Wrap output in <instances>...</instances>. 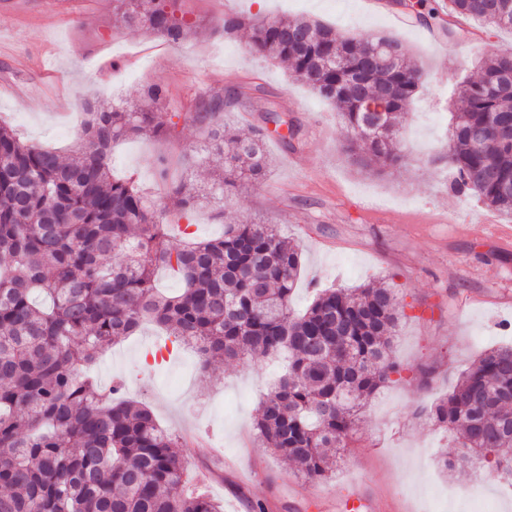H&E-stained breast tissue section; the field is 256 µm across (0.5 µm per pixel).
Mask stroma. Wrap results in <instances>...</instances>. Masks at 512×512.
<instances>
[{
  "mask_svg": "<svg viewBox=\"0 0 512 512\" xmlns=\"http://www.w3.org/2000/svg\"><path fill=\"white\" fill-rule=\"evenodd\" d=\"M395 2L390 12L368 0H182L192 33L173 44L131 32L112 0H0V120L24 140L66 155L80 140L83 97L130 105L144 86L162 85L163 111L182 115L178 137H140L112 150L113 176L152 190L159 156L202 155V129L191 120L201 90L238 89L242 97L225 118L245 134L267 110L290 114L299 137L290 146L267 139V176L241 186L223 216L214 217L205 202L191 222L201 239L240 220L278 225L302 252L295 309L307 307L319 288L374 282L398 296L403 316L394 357L404 372L361 413L335 472L322 482L328 508L342 512L352 485L364 483L382 512H512V486L495 477L485 484L484 500L468 501L475 472H441L438 459L458 449L443 428L415 413L444 397L482 351L512 345V239L503 236L512 221L480 201L461 204L444 160L450 114L461 105L457 81L512 47V31L462 23L457 52L444 59L434 46L448 38L443 26L419 18L417 0ZM276 15L320 20L345 36L382 32L407 45L427 78L399 131L400 166L361 171L344 149L336 110L285 65L251 53L247 28L231 39L221 29L230 17ZM161 341L148 325L114 343L96 379L105 387L124 379L128 398L147 402L161 427L186 437L188 468L216 471L208 493L224 512H251L258 500L276 502L277 512H323L315 500L293 498L309 483L254 440L259 402L284 360L257 356L205 377L189 351L154 360ZM418 366L429 370L428 380L413 376Z\"/></svg>",
  "mask_w": 512,
  "mask_h": 512,
  "instance_id": "obj_1",
  "label": "stroma"
}]
</instances>
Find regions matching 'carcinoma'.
<instances>
[{
	"instance_id": "cac0c4a2",
	"label": "carcinoma",
	"mask_w": 512,
	"mask_h": 512,
	"mask_svg": "<svg viewBox=\"0 0 512 512\" xmlns=\"http://www.w3.org/2000/svg\"><path fill=\"white\" fill-rule=\"evenodd\" d=\"M124 25L178 43L190 26L176 0H113ZM448 14L491 28L511 21L512 0H448ZM248 49L285 63L296 79L333 104L345 151L364 170L402 161L394 139L423 84L424 72L403 42L388 34L342 36L303 18L249 23ZM448 165L452 190L512 216V48L483 62L476 80L459 82ZM381 98L382 115L366 112ZM192 120L206 130L205 151L224 158L207 193L230 199L242 182L269 168L261 125L249 136L215 119L224 99L204 91ZM165 90L143 88L138 103L105 110L84 102L80 143L63 156L23 140L0 123V512H223L203 492L187 494L182 437L162 429L148 406L116 397L84 377L112 343L152 320L171 343H190L207 371L260 353L288 354V372L260 402L256 438L318 484L347 447L357 415L401 372L392 338L401 314L393 289L324 288L305 312L291 309L300 249L273 224L224 225V235L177 242L167 216L186 218L199 190L159 158L165 188L149 198L131 180L112 178V145L148 135L174 137L181 118L160 111ZM297 129L286 114L263 121ZM183 284L165 295L155 274ZM424 416L447 429L464 452L443 459L463 472L482 448L512 478V347L481 355Z\"/></svg>"
}]
</instances>
